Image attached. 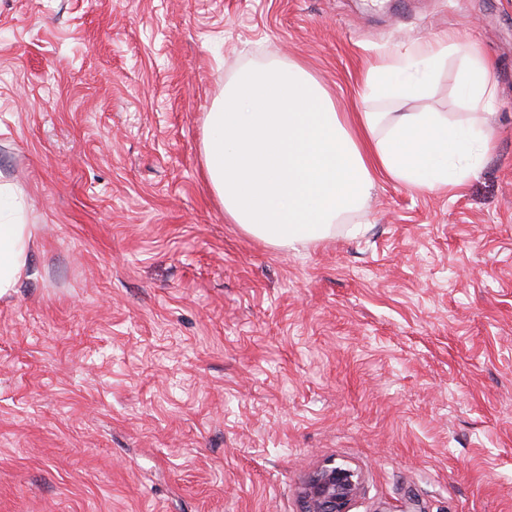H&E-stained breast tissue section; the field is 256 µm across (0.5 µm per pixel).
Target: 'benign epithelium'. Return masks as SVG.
<instances>
[{"label":"benign epithelium","mask_w":512,"mask_h":512,"mask_svg":"<svg viewBox=\"0 0 512 512\" xmlns=\"http://www.w3.org/2000/svg\"><path fill=\"white\" fill-rule=\"evenodd\" d=\"M361 487L362 475L357 469L327 463L302 484V512H352Z\"/></svg>","instance_id":"1"}]
</instances>
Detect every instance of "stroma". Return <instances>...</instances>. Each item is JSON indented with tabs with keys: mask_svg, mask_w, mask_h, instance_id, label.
<instances>
[{
	"mask_svg": "<svg viewBox=\"0 0 512 512\" xmlns=\"http://www.w3.org/2000/svg\"><path fill=\"white\" fill-rule=\"evenodd\" d=\"M444 33L495 63L463 187L379 177L361 234L280 250L230 223L203 121L243 64L339 111ZM458 56L416 110L465 118ZM0 177L35 244L0 297V512H512V0H0ZM361 487L362 475L357 469L327 463L302 484V512H352Z\"/></svg>",
	"mask_w": 512,
	"mask_h": 512,
	"instance_id": "obj_1",
	"label": "stroma"
}]
</instances>
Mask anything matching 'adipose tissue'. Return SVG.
Here are the masks:
<instances>
[{
	"label": "adipose tissue",
	"instance_id": "adipose-tissue-1",
	"mask_svg": "<svg viewBox=\"0 0 512 512\" xmlns=\"http://www.w3.org/2000/svg\"><path fill=\"white\" fill-rule=\"evenodd\" d=\"M455 55L465 60L458 81L471 105L467 119L406 110L427 91L417 73ZM361 98L356 112H339L294 60L238 69L205 115L201 146L225 216L272 247L294 249L327 238L359 212L379 176L418 191L451 189L491 148V64L454 37L418 40L380 58L364 74ZM33 240L21 191L0 181V296L26 275Z\"/></svg>",
	"mask_w": 512,
	"mask_h": 512
}]
</instances>
